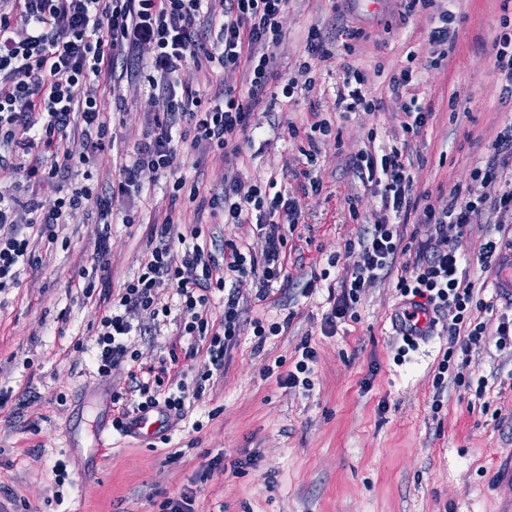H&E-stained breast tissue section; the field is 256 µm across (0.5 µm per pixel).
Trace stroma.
<instances>
[{
    "label": "stroma",
    "mask_w": 512,
    "mask_h": 512,
    "mask_svg": "<svg viewBox=\"0 0 512 512\" xmlns=\"http://www.w3.org/2000/svg\"><path fill=\"white\" fill-rule=\"evenodd\" d=\"M454 50L444 65L428 66L431 10L407 0H288L283 36L273 47L275 74L255 106L263 134L242 143L233 160L180 147L170 168L147 172L141 196L131 202L139 224L112 228L109 286L137 272L146 250L149 221L172 216L195 223L192 205L171 211L168 187L179 177L220 189L225 177L256 181L286 175L302 215L288 239V283L273 286L268 300L251 281L239 287L244 325L214 377L168 442L144 440L112 429L114 393L130 380H106L89 368L98 309L83 304L73 280L90 266L97 248L95 219L77 215L67 225L68 247L39 244L41 263L26 268L20 287L0 294V390L11 398L0 408V501L10 512H162L167 498L195 490V512H512V348L487 343L468 352L464 372L483 378V393L432 380L448 346L435 336L396 361L400 344L390 315L400 304L396 270L413 259L397 254L395 271L378 280L358 307L359 318L324 329L327 288L304 296L315 273L340 278L345 246L382 213L376 188L362 182L349 158L371 143L395 144L403 112L389 79L417 53L414 93L432 115L405 154L415 194L446 204L452 187L467 189L485 165L512 95L494 68L493 40L512 0H452ZM319 26L329 50L315 59L316 84L293 99L285 81L307 55L305 38ZM130 58L108 95V109L126 153L133 152L155 106ZM365 75L364 91L379 110L351 114L334 108L345 66ZM181 84L208 94L242 93V72L184 67ZM330 121L336 134L322 141L314 160L288 137L289 125L310 128ZM320 183L311 190L303 171ZM356 200L359 219L349 215ZM336 267H329L330 259ZM68 321H59L62 309ZM289 319L281 335L258 343L250 319ZM317 353L312 390L279 381L302 346ZM34 365L23 368L24 358ZM202 429H194V422ZM223 471H207L212 459ZM67 476L57 481L56 461Z\"/></svg>",
    "instance_id": "obj_1"
}]
</instances>
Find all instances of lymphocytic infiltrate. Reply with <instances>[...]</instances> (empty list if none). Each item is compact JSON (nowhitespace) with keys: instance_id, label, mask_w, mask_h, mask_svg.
Returning a JSON list of instances; mask_svg holds the SVG:
<instances>
[{"instance_id":"obj_1","label":"lymphocytic infiltrate","mask_w":512,"mask_h":512,"mask_svg":"<svg viewBox=\"0 0 512 512\" xmlns=\"http://www.w3.org/2000/svg\"><path fill=\"white\" fill-rule=\"evenodd\" d=\"M0 8V180L22 177L29 193L0 191V293L19 287L25 266L37 265L34 243L56 244L61 228L80 212L94 215L101 230L90 268L81 269L83 300L99 299L97 347L93 364L99 378L111 376L121 364H135L138 352L131 340L153 336L161 325L175 322L178 336L192 337V349H204L206 360L194 383L171 380L166 369L148 378L132 377L129 397L112 426L129 433L140 415L157 412L184 419L213 376L223 373L224 357L243 324L236 292L230 284L254 278L260 298L273 284L287 280L288 231L296 230L301 214L294 198L279 188L277 176L251 183L225 180L220 192L205 194L198 183L178 178L170 194L178 203L181 190L195 202L197 213H208L218 224H254L265 242L262 253L232 239L217 244L201 224L176 229L173 218L150 225L141 270L119 291L108 285L107 256L112 227L132 226L136 216L114 210L115 200L141 194L144 172L170 167L179 147L216 150L224 157L241 151L240 135L253 131L252 109L265 94L282 38L280 17L288 0H9ZM204 18L206 30L195 22ZM217 28L209 36V28ZM149 54L141 70L151 99L158 107L137 143L134 154L106 187L61 188L60 181L84 165L88 152L120 149L122 140L106 118L104 84L110 83L119 61L140 48ZM239 69L247 74L245 96L225 92L215 99L177 82L186 65ZM493 144L485 167L476 169L475 189H452L448 202L437 206L429 196L413 192L410 168L398 146L363 152L350 162L366 182L384 186L383 215L365 227L346 247L348 264L339 293L329 294L328 325L358 317L366 290L393 269L397 253L406 251L409 223L431 228L421 254L407 263L396 286L404 305L430 316V328L448 335L434 376L436 384L452 377L457 386L472 388L471 378L457 370L458 353L495 337L498 348L512 346V314L501 312L495 328L480 314L486 304L477 298L470 263L448 237L449 227L465 229L485 212L497 224L512 220V179L502 175L512 167V117ZM79 133L83 152H75L72 133ZM503 180L495 197L481 192L483 184ZM55 184L52 204L39 200L41 186ZM285 213L287 224L275 216ZM176 295L170 306L168 295ZM222 311L212 317L215 295Z\"/></svg>"}]
</instances>
